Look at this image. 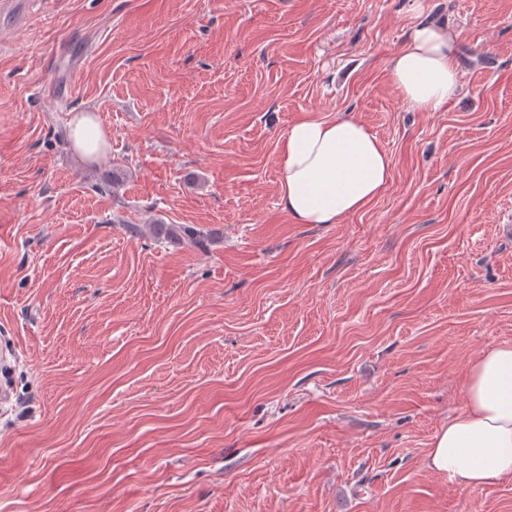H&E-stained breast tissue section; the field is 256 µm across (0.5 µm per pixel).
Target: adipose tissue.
Instances as JSON below:
<instances>
[{
  "instance_id": "1",
  "label": "adipose tissue",
  "mask_w": 512,
  "mask_h": 512,
  "mask_svg": "<svg viewBox=\"0 0 512 512\" xmlns=\"http://www.w3.org/2000/svg\"><path fill=\"white\" fill-rule=\"evenodd\" d=\"M455 38L446 25L420 23L389 61L402 101L434 111L461 88ZM106 134L96 114L71 121L70 146L83 159L105 153ZM279 201L298 224H337L376 199L391 179V155L355 116H305L279 141ZM465 408L442 428L427 453L428 467L449 482L470 487L512 479V343L474 359L465 381Z\"/></svg>"
}]
</instances>
